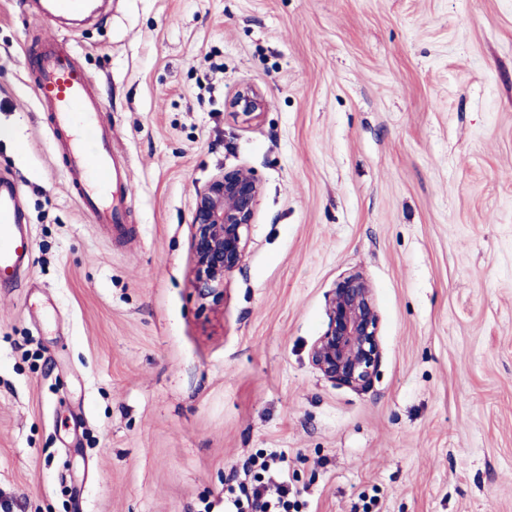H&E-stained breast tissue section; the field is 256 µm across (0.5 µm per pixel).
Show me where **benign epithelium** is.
I'll return each instance as SVG.
<instances>
[{
  "label": "benign epithelium",
  "instance_id": "benign-epithelium-1",
  "mask_svg": "<svg viewBox=\"0 0 512 512\" xmlns=\"http://www.w3.org/2000/svg\"><path fill=\"white\" fill-rule=\"evenodd\" d=\"M265 108L263 94L241 86L229 102L235 116L249 120ZM262 186L252 170L222 169L195 189L190 250L193 290L201 305L224 304V280L245 257L244 230L254 223ZM327 327L313 343L312 366L326 380L363 390L376 376L379 315L369 281L359 271L345 274L327 296Z\"/></svg>",
  "mask_w": 512,
  "mask_h": 512
}]
</instances>
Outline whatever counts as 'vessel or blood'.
Segmentation results:
<instances>
[{
  "label": "vessel or blood",
  "instance_id": "obj_1",
  "mask_svg": "<svg viewBox=\"0 0 512 512\" xmlns=\"http://www.w3.org/2000/svg\"><path fill=\"white\" fill-rule=\"evenodd\" d=\"M87 0H40L43 17L83 12ZM37 98L48 112V132L62 145L69 181L83 209L95 223L117 224L123 218L115 192L125 188L128 171L114 154L103 108L92 92V82L70 56L44 51L37 64ZM31 236L25 222L17 185L0 179V282L21 277L30 260Z\"/></svg>",
  "mask_w": 512,
  "mask_h": 512
}]
</instances>
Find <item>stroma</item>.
<instances>
[{"label": "stroma", "mask_w": 512, "mask_h": 512, "mask_svg": "<svg viewBox=\"0 0 512 512\" xmlns=\"http://www.w3.org/2000/svg\"><path fill=\"white\" fill-rule=\"evenodd\" d=\"M0 0V178L32 250L0 286V512H222L260 451L301 512H512V0ZM76 55L130 164L92 222L29 51ZM249 84L264 112L234 118ZM263 192L224 305L193 291L195 189ZM361 271L364 391L309 351ZM38 10L44 18L53 19L61 14H77L86 9V0H43L38 1Z\"/></svg>", "instance_id": "stroma-1"}]
</instances>
